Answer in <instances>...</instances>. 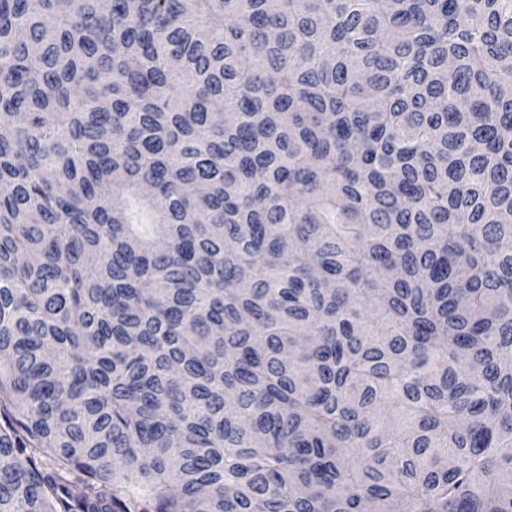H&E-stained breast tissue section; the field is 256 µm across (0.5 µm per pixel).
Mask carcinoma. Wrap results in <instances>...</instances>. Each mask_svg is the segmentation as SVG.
I'll return each instance as SVG.
<instances>
[{
  "label": "carcinoma",
  "mask_w": 512,
  "mask_h": 512,
  "mask_svg": "<svg viewBox=\"0 0 512 512\" xmlns=\"http://www.w3.org/2000/svg\"><path fill=\"white\" fill-rule=\"evenodd\" d=\"M0 512H512V0H0Z\"/></svg>",
  "instance_id": "1"
}]
</instances>
